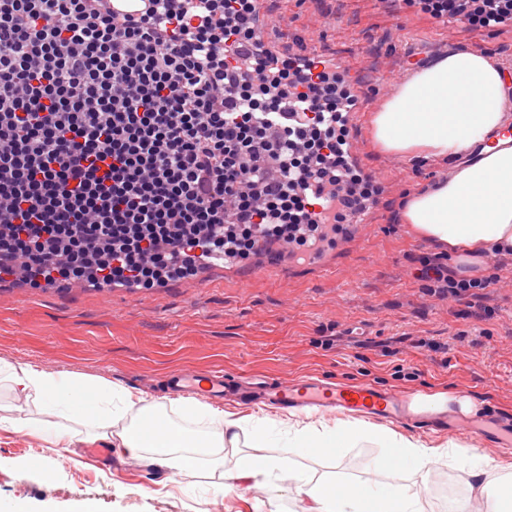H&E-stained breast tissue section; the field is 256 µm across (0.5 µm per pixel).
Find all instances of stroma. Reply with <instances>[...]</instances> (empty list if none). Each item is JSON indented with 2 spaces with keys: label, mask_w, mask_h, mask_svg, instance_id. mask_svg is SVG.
<instances>
[{
  "label": "stroma",
  "mask_w": 512,
  "mask_h": 512,
  "mask_svg": "<svg viewBox=\"0 0 512 512\" xmlns=\"http://www.w3.org/2000/svg\"><path fill=\"white\" fill-rule=\"evenodd\" d=\"M265 11L269 42L323 51L351 69L358 166L381 189L362 227L341 251L328 252L329 270L299 263L289 277L258 255L209 278L149 290L1 282L0 360L101 377L138 392L144 380L160 386L182 368L369 381L413 394L466 395L480 412L512 414V254L488 259L483 287L459 297L431 292L420 271L449 266L448 252L402 223L400 210L410 191L437 182L450 163L381 152L371 124L415 63L448 50L476 47L512 70V22L477 31L462 17L432 19L416 0H267ZM35 421L0 429V503L22 512H210L212 484L234 475L242 457L260 453L290 460L316 480L414 489L445 476L441 494L424 501L426 512H443L451 499L465 508L472 498L452 457L424 479L384 474L374 466V440L307 456L289 447L286 434L260 451L243 433L237 447L225 448L223 469L199 466L179 486L149 460L128 464L108 439L86 441L81 429L69 447L51 445L42 433L65 426L58 414ZM50 467L56 473L48 484L41 471Z\"/></svg>",
  "instance_id": "1"
}]
</instances>
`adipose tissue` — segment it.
<instances>
[{
    "label": "adipose tissue",
    "mask_w": 512,
    "mask_h": 512,
    "mask_svg": "<svg viewBox=\"0 0 512 512\" xmlns=\"http://www.w3.org/2000/svg\"><path fill=\"white\" fill-rule=\"evenodd\" d=\"M510 123L512 74L478 48L435 56L403 82L372 120L375 142L383 152L426 159L473 154V161L457 165L448 178L411 193L401 213L403 223L447 247L460 274L468 278L485 272L493 252L512 249V142L500 137ZM1 386L84 426L91 440L111 429L112 408L120 406L132 421L118 432L119 447L134 456L154 449L153 463L175 478L201 461L222 467L225 446L236 444L240 432H250L258 446L274 436L256 416L235 418L187 397L179 402L184 418L209 424L208 432L191 439L163 423L162 404L146 402L133 390L99 377L50 372L33 363L0 360ZM369 438L382 447L377 466L385 472L425 474L446 454L367 420L296 428L291 435L294 447L306 451L349 448ZM239 472L272 499L285 495L294 502L312 500L311 512H421L419 494L404 487L316 481L285 460L249 456Z\"/></svg>",
    "instance_id": "adipose-tissue-1"
}]
</instances>
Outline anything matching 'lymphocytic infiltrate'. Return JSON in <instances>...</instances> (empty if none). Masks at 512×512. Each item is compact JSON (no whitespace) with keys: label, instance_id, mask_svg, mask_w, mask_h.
<instances>
[{"label":"lymphocytic infiltrate","instance_id":"f902f5d3","mask_svg":"<svg viewBox=\"0 0 512 512\" xmlns=\"http://www.w3.org/2000/svg\"><path fill=\"white\" fill-rule=\"evenodd\" d=\"M153 2L0 0V275L157 288L260 237L311 248L377 195L349 160L355 94L318 58L260 53L262 0ZM420 2L512 21V0ZM110 9L115 18H138L145 15L151 4L149 0H110Z\"/></svg>","mask_w":512,"mask_h":512}]
</instances>
